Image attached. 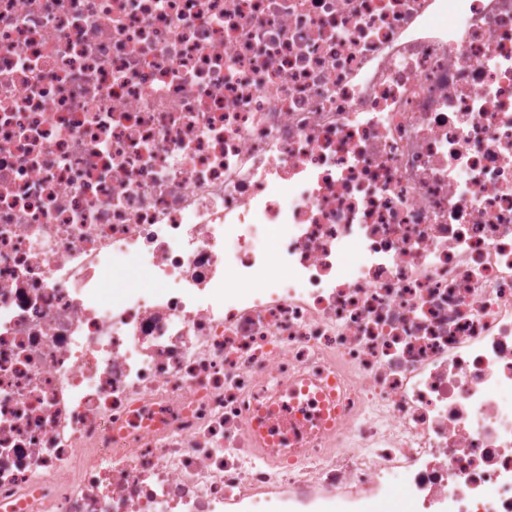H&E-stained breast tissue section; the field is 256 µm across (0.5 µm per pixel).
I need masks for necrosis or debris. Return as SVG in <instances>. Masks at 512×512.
<instances>
[{
    "mask_svg": "<svg viewBox=\"0 0 512 512\" xmlns=\"http://www.w3.org/2000/svg\"><path fill=\"white\" fill-rule=\"evenodd\" d=\"M399 499L512 512V0H0V512Z\"/></svg>",
    "mask_w": 512,
    "mask_h": 512,
    "instance_id": "necrosis-or-debris-1",
    "label": "necrosis or debris"
}]
</instances>
